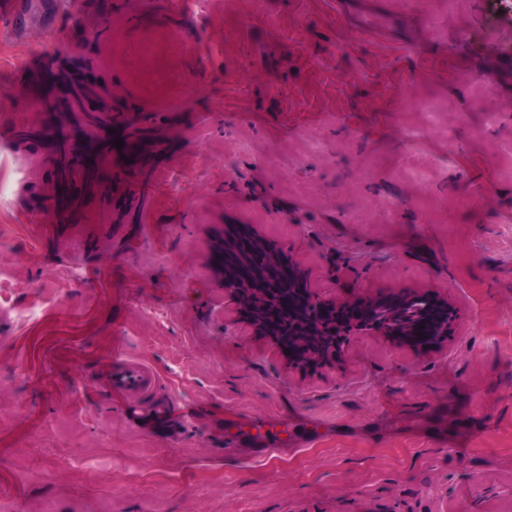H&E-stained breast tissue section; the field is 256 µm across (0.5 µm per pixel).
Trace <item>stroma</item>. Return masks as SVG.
<instances>
[{"label": "stroma", "instance_id": "stroma-1", "mask_svg": "<svg viewBox=\"0 0 512 512\" xmlns=\"http://www.w3.org/2000/svg\"><path fill=\"white\" fill-rule=\"evenodd\" d=\"M0 34V129L82 51L151 132L58 209L45 150L0 213V512H512V9L501 0H126L86 43L44 0ZM228 224L309 288L431 291L439 352L364 338L316 372L224 330ZM158 377L132 421L115 344Z\"/></svg>", "mask_w": 512, "mask_h": 512}]
</instances>
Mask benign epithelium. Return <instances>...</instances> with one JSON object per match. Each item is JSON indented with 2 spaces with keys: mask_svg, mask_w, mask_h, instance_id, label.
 Returning a JSON list of instances; mask_svg holds the SVG:
<instances>
[{
  "mask_svg": "<svg viewBox=\"0 0 512 512\" xmlns=\"http://www.w3.org/2000/svg\"><path fill=\"white\" fill-rule=\"evenodd\" d=\"M46 123L64 125L69 108L65 98L49 96L41 103ZM214 258L224 278V297L235 317L225 327L245 322L257 336L267 335V319L284 308L285 282L292 284L297 316L288 318L290 347L312 363L332 366L361 338L391 339L395 320L413 304L434 310L437 334L418 354L437 350L454 335L456 309L448 299L431 293L393 292L364 297H326L302 290L304 277L282 249L252 235L240 224L225 226L224 241L214 246Z\"/></svg>",
  "mask_w": 512,
  "mask_h": 512,
  "instance_id": "7a95c632",
  "label": "benign epithelium"
}]
</instances>
